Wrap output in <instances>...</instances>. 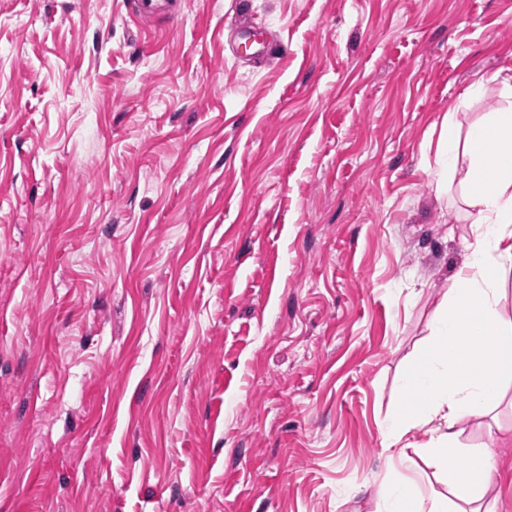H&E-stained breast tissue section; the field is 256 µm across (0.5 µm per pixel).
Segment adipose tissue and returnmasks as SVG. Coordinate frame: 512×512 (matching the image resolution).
<instances>
[{"label": "adipose tissue", "instance_id": "ef3b65f1", "mask_svg": "<svg viewBox=\"0 0 512 512\" xmlns=\"http://www.w3.org/2000/svg\"><path fill=\"white\" fill-rule=\"evenodd\" d=\"M442 137L449 169L463 172L473 241L382 428L383 448L412 469L385 487L384 512H481L501 477L493 444L464 446L460 426L492 418L512 376V318L501 312L502 277L512 270V111L488 114L463 134L448 127ZM420 426L429 434L423 445L409 439ZM462 452L468 467L449 469ZM417 457L425 468L413 466ZM430 467L445 476L447 493L427 488Z\"/></svg>", "mask_w": 512, "mask_h": 512}]
</instances>
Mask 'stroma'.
<instances>
[{
  "instance_id": "stroma-1",
  "label": "stroma",
  "mask_w": 512,
  "mask_h": 512,
  "mask_svg": "<svg viewBox=\"0 0 512 512\" xmlns=\"http://www.w3.org/2000/svg\"><path fill=\"white\" fill-rule=\"evenodd\" d=\"M506 75L512 0H0V512H376Z\"/></svg>"
}]
</instances>
